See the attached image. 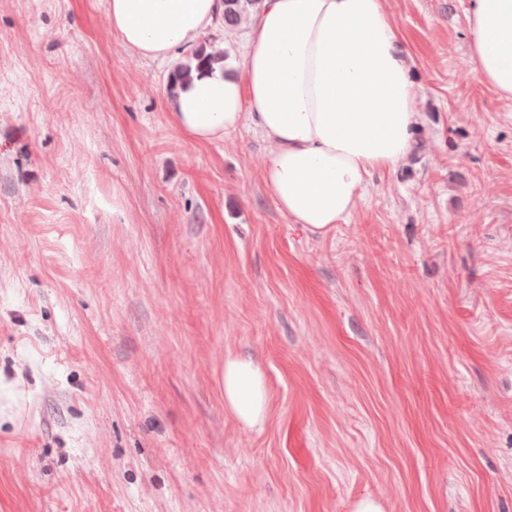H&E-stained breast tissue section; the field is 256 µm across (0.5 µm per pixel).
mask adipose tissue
Wrapping results in <instances>:
<instances>
[{"instance_id":"adipose-tissue-1","label":"adipose tissue","mask_w":512,"mask_h":512,"mask_svg":"<svg viewBox=\"0 0 512 512\" xmlns=\"http://www.w3.org/2000/svg\"><path fill=\"white\" fill-rule=\"evenodd\" d=\"M223 14V0H108L107 20L138 56L173 62ZM468 27L481 82L512 101V0H471ZM248 29L232 70L219 62L179 83L171 117L199 143L260 131L267 194L290 223L327 235L412 147L421 114L410 54L385 0H261ZM224 408L264 425L266 381L252 358L225 356Z\"/></svg>"}]
</instances>
